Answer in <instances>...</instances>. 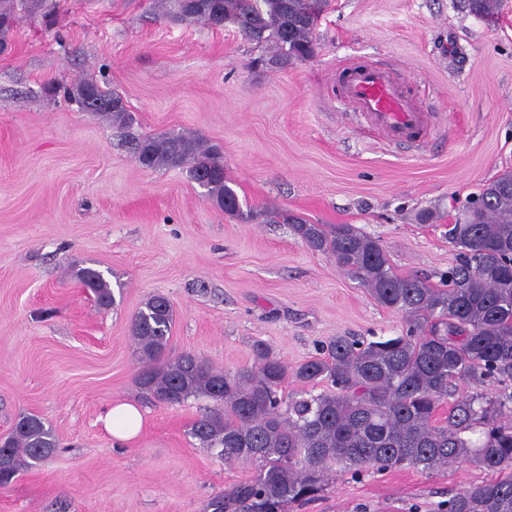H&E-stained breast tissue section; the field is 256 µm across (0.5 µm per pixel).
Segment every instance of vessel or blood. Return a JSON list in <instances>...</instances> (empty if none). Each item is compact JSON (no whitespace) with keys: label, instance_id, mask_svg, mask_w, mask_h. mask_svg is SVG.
Masks as SVG:
<instances>
[{"label":"vessel or blood","instance_id":"1","mask_svg":"<svg viewBox=\"0 0 512 512\" xmlns=\"http://www.w3.org/2000/svg\"><path fill=\"white\" fill-rule=\"evenodd\" d=\"M343 94L346 103L388 139L406 144L421 141L425 118L388 72L364 65L349 68L344 74Z\"/></svg>","mask_w":512,"mask_h":512}]
</instances>
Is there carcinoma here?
<instances>
[{
    "label": "carcinoma",
    "mask_w": 512,
    "mask_h": 512,
    "mask_svg": "<svg viewBox=\"0 0 512 512\" xmlns=\"http://www.w3.org/2000/svg\"><path fill=\"white\" fill-rule=\"evenodd\" d=\"M43 0H0V19L31 12ZM166 13L214 29L232 24L267 46L271 65L286 68L312 56L315 20L325 0H160ZM472 12L494 15L499 0H468ZM102 102L96 112L125 126L123 97L79 79ZM136 162L147 169L185 168L224 213L240 214L226 184L223 157L191 134L146 136L135 142ZM309 247L329 253L354 273L381 305L405 315L407 330L365 343L337 336L293 370L264 343L253 346L254 366L236 372L214 368L189 353L165 355L172 324L169 301L155 295L132 323L141 352L139 384L158 402L175 405L208 398L217 408L200 415L190 434L226 460L258 462L255 476L217 495L213 512H286L323 491L334 465L345 471L408 468L431 471L474 464L496 474L461 489L447 512H512V422L501 419L512 395L492 400L463 394L436 425L444 400L459 383L512 375V171L499 174L472 199L448 238L455 262L439 286L400 276L380 243L351 224H311L286 219ZM103 307L113 302L109 284L93 269L79 273ZM293 377L302 385L282 393ZM321 380L331 390L313 393ZM57 447L52 426L36 415L17 419L0 442V485Z\"/></svg>",
    "instance_id": "cac0c4a2"
}]
</instances>
